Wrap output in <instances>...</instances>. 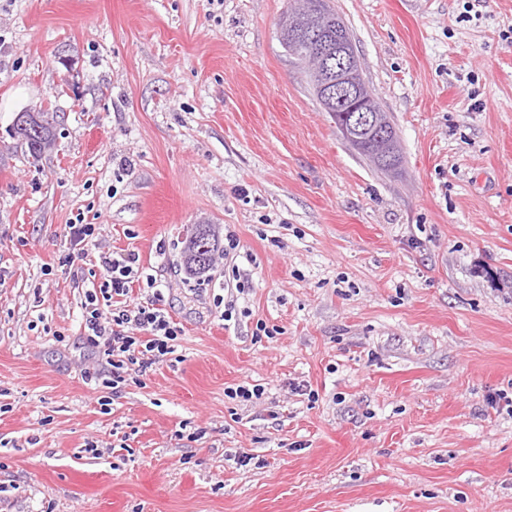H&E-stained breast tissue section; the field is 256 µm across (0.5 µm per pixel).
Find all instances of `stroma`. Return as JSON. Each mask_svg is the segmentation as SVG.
I'll list each match as a JSON object with an SVG mask.
<instances>
[{"mask_svg":"<svg viewBox=\"0 0 512 512\" xmlns=\"http://www.w3.org/2000/svg\"><path fill=\"white\" fill-rule=\"evenodd\" d=\"M327 2L397 173L285 52L288 0H0V512H512V0ZM44 109L34 159L9 129ZM199 224L239 247L196 276ZM104 251L181 329L117 392L80 328ZM383 110V109H382ZM383 112L385 113V117L387 119V126L391 129V132L395 135L396 137V141H397V148H396V153H395V161H396V165H397V168L395 169H398L402 163V160H403V155H402V148H401V145H400V140H399V136L397 134V131L390 119V116H388L387 112H385L383 110ZM361 156L365 157V159L369 160V162H371L375 168L381 172H384V173H392L394 172L395 169H392L391 167H389L388 165H386L385 163L381 162V160L377 157H375L374 155V152L371 148V145L370 144H367V143H361V144H358L356 142H352V141H349V140H346ZM66 237L69 247L64 255L62 263L66 266H74L76 262L83 261L87 254L85 252L86 241L94 235L96 230L93 224H69L66 225Z\"/></svg>","mask_w":512,"mask_h":512,"instance_id":"obj_1","label":"stroma"}]
</instances>
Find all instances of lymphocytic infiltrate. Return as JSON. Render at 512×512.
I'll return each mask as SVG.
<instances>
[{
	"instance_id": "obj_1",
	"label": "lymphocytic infiltrate",
	"mask_w": 512,
	"mask_h": 512,
	"mask_svg": "<svg viewBox=\"0 0 512 512\" xmlns=\"http://www.w3.org/2000/svg\"><path fill=\"white\" fill-rule=\"evenodd\" d=\"M139 256H99L104 281L98 290L87 292L83 332L99 348L112 369V382L125 383L128 376L145 372L174 351L180 330L165 313L151 304L132 303L104 314L101 305L113 297L126 296L135 282Z\"/></svg>"
}]
</instances>
